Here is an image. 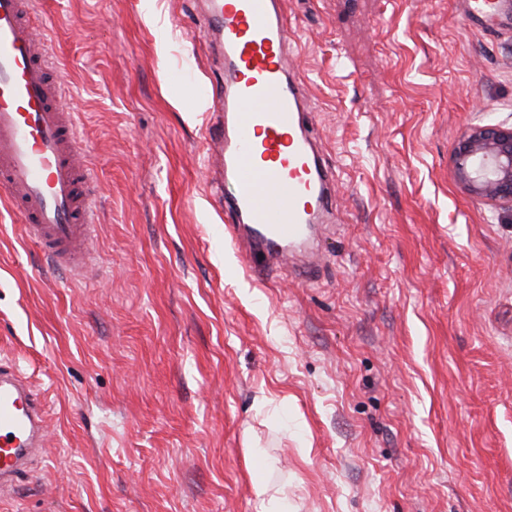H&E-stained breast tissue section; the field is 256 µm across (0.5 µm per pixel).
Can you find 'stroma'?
I'll return each instance as SVG.
<instances>
[{"instance_id":"1","label":"stroma","mask_w":512,"mask_h":512,"mask_svg":"<svg viewBox=\"0 0 512 512\" xmlns=\"http://www.w3.org/2000/svg\"><path fill=\"white\" fill-rule=\"evenodd\" d=\"M100 224L83 278L0 207V365L47 435L0 512H512V221L457 184L512 126V5L285 0L333 166L319 264L245 269L208 202L197 0H34ZM261 470L254 473L251 478V486L254 498L263 507L265 512H288L287 505L280 499L269 494V487L263 478Z\"/></svg>"}]
</instances>
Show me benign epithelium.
<instances>
[{
    "label": "benign epithelium",
    "instance_id": "benign-epithelium-1",
    "mask_svg": "<svg viewBox=\"0 0 512 512\" xmlns=\"http://www.w3.org/2000/svg\"><path fill=\"white\" fill-rule=\"evenodd\" d=\"M455 178L468 194L512 213V127L466 128L454 148Z\"/></svg>",
    "mask_w": 512,
    "mask_h": 512
}]
</instances>
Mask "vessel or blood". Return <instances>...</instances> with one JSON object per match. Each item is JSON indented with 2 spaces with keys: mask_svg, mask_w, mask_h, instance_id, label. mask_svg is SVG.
Returning a JSON list of instances; mask_svg holds the SVG:
<instances>
[{
  "mask_svg": "<svg viewBox=\"0 0 512 512\" xmlns=\"http://www.w3.org/2000/svg\"><path fill=\"white\" fill-rule=\"evenodd\" d=\"M204 37L224 69L205 141L216 161L210 200L224 230L267 268L296 262L319 212L335 206L334 175L309 135L312 114L291 68L282 0H201ZM32 0H0V205L54 266L82 277L98 218L92 169L34 19ZM232 193H225V183ZM39 394L0 368V490L44 439Z\"/></svg>",
  "mask_w": 512,
  "mask_h": 512,
  "instance_id": "b4317fda",
  "label": "vessel or blood"
}]
</instances>
